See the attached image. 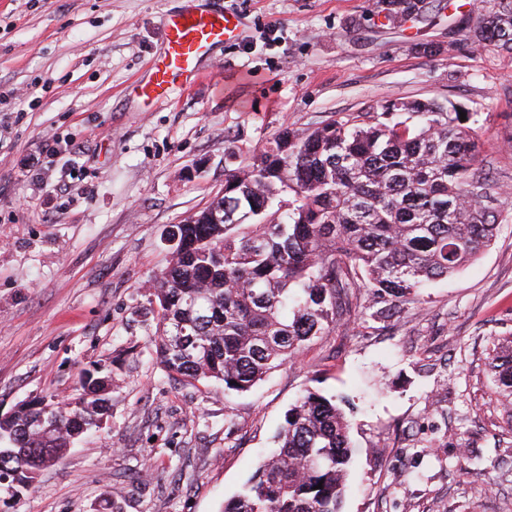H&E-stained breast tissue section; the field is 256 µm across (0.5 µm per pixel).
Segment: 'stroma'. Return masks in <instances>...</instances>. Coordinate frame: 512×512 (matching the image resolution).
Wrapping results in <instances>:
<instances>
[{
	"label": "stroma",
	"instance_id": "obj_1",
	"mask_svg": "<svg viewBox=\"0 0 512 512\" xmlns=\"http://www.w3.org/2000/svg\"><path fill=\"white\" fill-rule=\"evenodd\" d=\"M244 21L171 99L134 92L182 0H0V412L112 372V408L7 512H219L303 390L344 397L343 512H512V422L487 363L512 336V51L480 45L497 0H220ZM33 88L12 99L6 90ZM477 115L500 226L475 261L397 301L356 291L330 333L250 392L158 364L165 229L224 191L282 127L389 99Z\"/></svg>",
	"mask_w": 512,
	"mask_h": 512
}]
</instances>
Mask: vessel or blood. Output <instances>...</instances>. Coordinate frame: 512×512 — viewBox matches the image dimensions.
I'll use <instances>...</instances> for the list:
<instances>
[{
  "label": "vessel or blood",
  "instance_id": "b4317fda",
  "mask_svg": "<svg viewBox=\"0 0 512 512\" xmlns=\"http://www.w3.org/2000/svg\"><path fill=\"white\" fill-rule=\"evenodd\" d=\"M240 27V20L219 6L205 8L197 0H185L182 9L165 21L164 52L147 82L150 93L158 99L167 97L177 79L199 76L210 49L236 37Z\"/></svg>",
  "mask_w": 512,
  "mask_h": 512
}]
</instances>
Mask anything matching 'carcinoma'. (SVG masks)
Listing matches in <instances>:
<instances>
[{
	"mask_svg": "<svg viewBox=\"0 0 512 512\" xmlns=\"http://www.w3.org/2000/svg\"><path fill=\"white\" fill-rule=\"evenodd\" d=\"M477 40L512 50V0L478 17ZM472 113L407 100L304 131L283 128L227 171L209 207L235 213L212 224L201 210L175 225L180 248L156 276L154 347L184 385L245 393L336 326L354 288L404 298L478 258L494 241L499 209L483 173ZM498 401L512 405V339L489 362ZM67 402L21 406L43 418L0 423V488L20 496L110 410L112 375L85 370ZM275 450L222 512H342L351 460L349 420L307 390L285 412ZM322 488H317V485Z\"/></svg>",
	"mask_w": 512,
	"mask_h": 512,
	"instance_id": "1",
	"label": "carcinoma"
}]
</instances>
